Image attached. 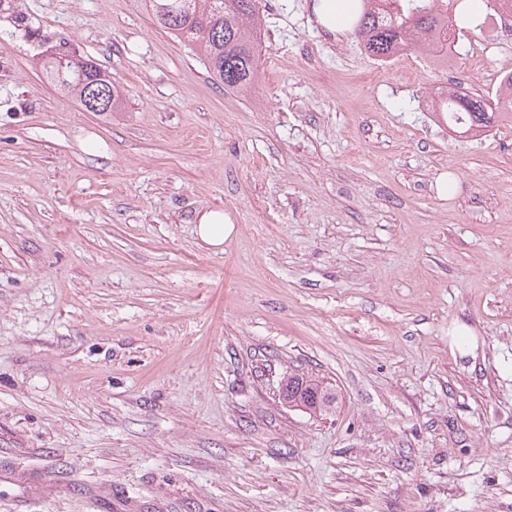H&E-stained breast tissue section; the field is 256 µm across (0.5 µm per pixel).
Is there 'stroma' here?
<instances>
[{
  "instance_id": "obj_1",
  "label": "stroma",
  "mask_w": 512,
  "mask_h": 512,
  "mask_svg": "<svg viewBox=\"0 0 512 512\" xmlns=\"http://www.w3.org/2000/svg\"><path fill=\"white\" fill-rule=\"evenodd\" d=\"M260 3L240 94L144 0H0V512H512V123L427 107L494 95L512 27L381 65ZM60 55L62 54L60 53ZM91 64L93 67L91 69L89 68L88 72H85L83 70L79 71L75 66H71L72 61L65 60L63 55L59 58H48L46 63V74L60 91L76 96L82 106V97L85 93V95L88 94L86 97V103L89 109L99 111L109 108L112 104V110L110 112H115L120 107L121 103L120 91L111 80L106 78V75L103 74L96 65L92 62ZM94 68L96 70V74L102 78L101 81L107 84L108 93L111 94L112 99H109L108 95L105 96L104 91L100 92V88L93 89V86L98 84L96 82L92 83L88 87V83L83 85L84 82L81 80L82 74L85 76L86 82L89 80L90 75H93ZM198 234L205 243L218 247L224 243V215L214 211L199 217ZM282 395L289 406L300 407L315 414L328 411L335 401L333 394L322 383L297 376L288 377Z\"/></svg>"
}]
</instances>
